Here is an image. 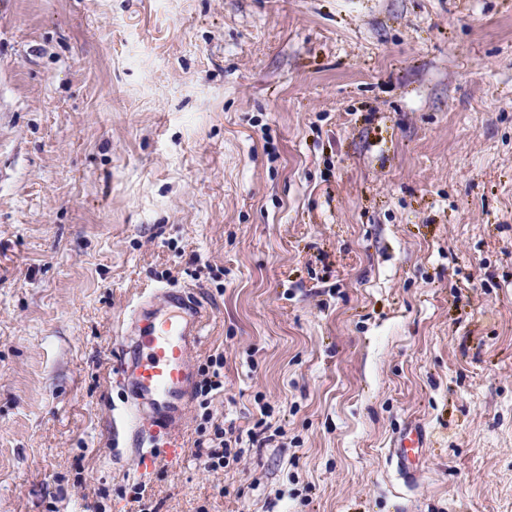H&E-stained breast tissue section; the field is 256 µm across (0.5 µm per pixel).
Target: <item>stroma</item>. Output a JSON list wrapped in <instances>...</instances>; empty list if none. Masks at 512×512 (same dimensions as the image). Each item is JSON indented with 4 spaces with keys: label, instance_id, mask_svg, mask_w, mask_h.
Masks as SVG:
<instances>
[{
    "label": "stroma",
    "instance_id": "stroma-1",
    "mask_svg": "<svg viewBox=\"0 0 512 512\" xmlns=\"http://www.w3.org/2000/svg\"><path fill=\"white\" fill-rule=\"evenodd\" d=\"M158 288L224 389L143 470L116 361ZM218 427L258 440L207 472ZM138 486L512 512V0H0V512ZM426 442V434L420 425H411L403 437L397 439L398 448H392L391 460L398 474L407 482H412L418 476L412 454L421 450Z\"/></svg>",
    "mask_w": 512,
    "mask_h": 512
}]
</instances>
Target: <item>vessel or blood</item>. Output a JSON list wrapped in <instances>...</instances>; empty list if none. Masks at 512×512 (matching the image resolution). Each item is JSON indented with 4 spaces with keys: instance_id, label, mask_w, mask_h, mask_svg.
Wrapping results in <instances>:
<instances>
[{
    "instance_id": "b4317fda",
    "label": "vessel or blood",
    "mask_w": 512,
    "mask_h": 512,
    "mask_svg": "<svg viewBox=\"0 0 512 512\" xmlns=\"http://www.w3.org/2000/svg\"><path fill=\"white\" fill-rule=\"evenodd\" d=\"M207 317L200 301L163 289L145 296L124 323L125 348L116 369L130 389V409L140 421L135 430L140 466L151 464L153 448L176 445L194 395L192 351ZM425 442L423 428L414 424L392 449L391 459L405 481L417 478L413 455Z\"/></svg>"
}]
</instances>
